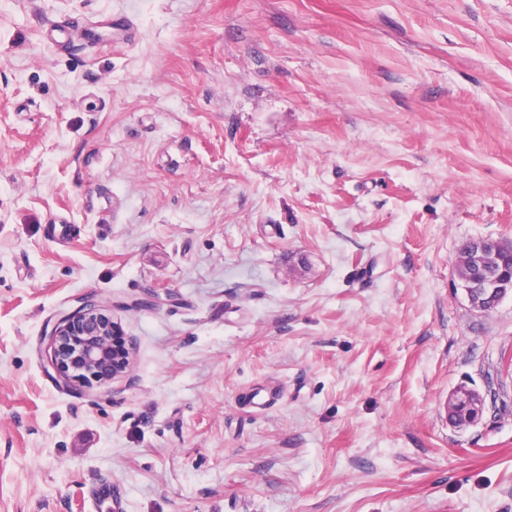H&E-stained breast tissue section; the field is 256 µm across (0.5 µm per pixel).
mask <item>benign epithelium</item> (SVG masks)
<instances>
[{"label":"benign epithelium","instance_id":"7a95c632","mask_svg":"<svg viewBox=\"0 0 512 512\" xmlns=\"http://www.w3.org/2000/svg\"><path fill=\"white\" fill-rule=\"evenodd\" d=\"M505 252L507 249L499 239L492 237L461 245L457 274L473 308L482 312L495 309L506 296L512 295V279L484 265L470 272V255L484 254L487 259L498 261ZM118 335L120 330L107 306L93 298L83 299L75 310L60 315L45 333L47 362L69 388H107L128 365V349L124 347L116 353L111 345ZM484 408V396L474 389L460 387L448 399V409L462 414V418L452 421L456 428L477 424Z\"/></svg>","mask_w":512,"mask_h":512}]
</instances>
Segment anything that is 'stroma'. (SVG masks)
Returning a JSON list of instances; mask_svg holds the SVG:
<instances>
[{
    "label": "stroma",
    "mask_w": 512,
    "mask_h": 512,
    "mask_svg": "<svg viewBox=\"0 0 512 512\" xmlns=\"http://www.w3.org/2000/svg\"><path fill=\"white\" fill-rule=\"evenodd\" d=\"M485 236L512 0H0V512H512ZM86 296L129 366L77 394L38 348ZM501 238L483 237L479 240L472 242L466 250V245L470 241L464 242L458 253L457 261V276L460 281L461 289L464 292L470 305L479 311L488 312L495 309L499 303L509 294L512 296V262L511 257H507L502 253L510 252V247L504 248L499 241ZM486 241L492 242L494 248L491 253H488L486 260L500 261L499 255L506 258L505 268L510 278L502 276V273H496L491 267L484 266L478 267L475 273H471V258L470 254L481 256L487 251L488 247ZM485 408V398L478 391L465 387L455 390L445 404V410L461 412L462 419L450 420L456 428H467L475 425L481 419Z\"/></svg>",
    "instance_id": "35a3bbf8"
}]
</instances>
